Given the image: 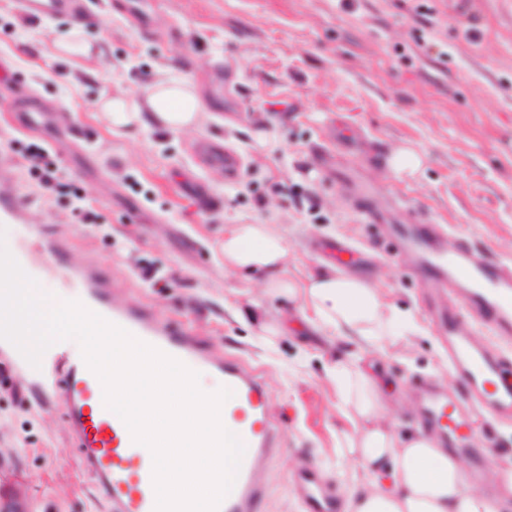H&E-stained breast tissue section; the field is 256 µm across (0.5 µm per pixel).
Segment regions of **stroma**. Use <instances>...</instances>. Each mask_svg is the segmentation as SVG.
<instances>
[{
    "label": "stroma",
    "instance_id": "stroma-1",
    "mask_svg": "<svg viewBox=\"0 0 512 512\" xmlns=\"http://www.w3.org/2000/svg\"><path fill=\"white\" fill-rule=\"evenodd\" d=\"M125 2L81 0L79 17L27 22L17 0H0V160L20 162L36 140L20 127L26 110L67 114L68 128L53 136L57 163L99 215L86 223L70 195L42 194L36 178L17 174L0 194L27 203L32 251L67 238L71 264L117 274L116 300L149 306L261 376L279 436L258 480L264 512H302L294 477L305 467L334 495L351 483V466L334 467L351 425L328 371L353 347L302 321L294 301L265 294L260 278L225 273L228 224L283 229L294 277L324 262L311 242L353 244L343 272L384 288L419 326L371 366L399 409V431H420L419 388L428 384L456 419H469L467 444L512 458V425L459 399L436 322L447 290L422 279L415 253L389 239L394 224H441L444 250L464 241L512 266V0H429L439 9L430 51L416 42L420 0H362L353 11L336 0H149L143 23ZM77 21L97 53L75 67L52 46ZM171 70L198 85L211 121L186 133L113 130L103 96H140ZM209 141L241 158L240 173L197 162L195 149ZM401 147L422 160L403 179L388 168ZM148 263L171 287L136 275ZM253 301L268 320H287V332L268 337L243 317ZM50 376L47 390L0 353V512H108L61 402L67 370Z\"/></svg>",
    "mask_w": 512,
    "mask_h": 512
}]
</instances>
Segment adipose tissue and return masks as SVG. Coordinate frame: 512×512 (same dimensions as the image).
<instances>
[{"mask_svg":"<svg viewBox=\"0 0 512 512\" xmlns=\"http://www.w3.org/2000/svg\"><path fill=\"white\" fill-rule=\"evenodd\" d=\"M106 110L116 128L139 123L192 131L206 117L194 86L173 74L155 80L144 100L111 98ZM222 252L225 271L265 273L266 291L298 300L301 315L315 329L356 347L350 359L336 362L331 370L353 425L342 454L358 474L346 492L345 512H499L501 501L512 498V461L491 458L496 490L482 494L470 487L459 457L438 441L396 432L380 384L364 361L395 337L413 335L417 326L382 288L332 270L289 277L287 239L273 224L225 225Z\"/></svg>","mask_w":512,"mask_h":512,"instance_id":"adipose-tissue-1","label":"adipose tissue"}]
</instances>
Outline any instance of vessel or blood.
Returning <instances> with one entry per match:
<instances>
[{"instance_id":"1","label":"vessel or blood","mask_w":512,"mask_h":512,"mask_svg":"<svg viewBox=\"0 0 512 512\" xmlns=\"http://www.w3.org/2000/svg\"><path fill=\"white\" fill-rule=\"evenodd\" d=\"M68 0H19L23 13L30 17L63 11ZM400 243L418 250L432 249L438 240L436 225L404 224L397 228ZM67 246L53 241L45 250L42 266H33L25 250L15 259L32 278L46 282L50 270H66ZM63 287L79 286L85 291L84 305L109 322L124 328L137 340L176 358L189 369L202 368L222 378L233 392L225 403L224 426L245 447L230 492L221 501L218 512H261L264 492L255 480L262 462L274 451L276 435L267 417V392L262 380L244 370L237 362L204 354L182 333L158 322L145 307L128 308L111 298L112 278L100 268L66 270ZM423 276L447 285L459 293L460 308L449 310L441 318L448 330V353L460 380L461 398L488 407L503 418L512 417V376L491 349H475L456 337L462 313L476 315L499 335L512 334V268L487 258L468 244H461L451 257L430 258L421 268ZM41 364L68 366L71 384L66 394L73 429L83 450L87 468L97 473L104 498L117 512H154L156 504L152 470L135 466L134 442L124 422L107 409L101 382L85 362H73L64 342L50 346L41 356ZM426 416L430 428L446 436L449 446L460 438L448 426L447 407L436 394H429ZM302 491L303 512H338L340 504L327 494L314 470L297 475Z\"/></svg>"}]
</instances>
